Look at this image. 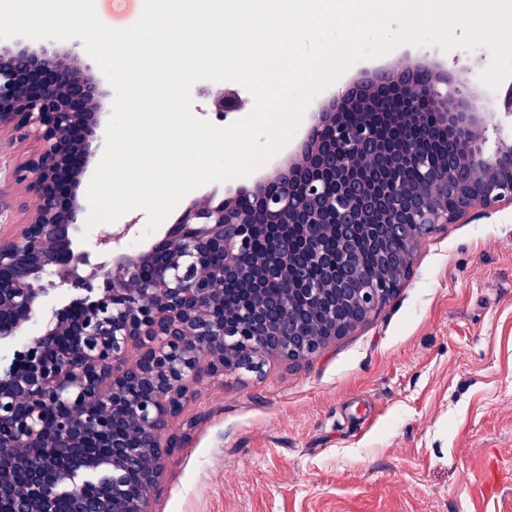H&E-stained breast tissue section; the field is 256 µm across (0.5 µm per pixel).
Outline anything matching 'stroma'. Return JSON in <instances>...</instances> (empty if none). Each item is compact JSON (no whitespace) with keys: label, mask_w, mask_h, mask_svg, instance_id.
<instances>
[{"label":"stroma","mask_w":512,"mask_h":512,"mask_svg":"<svg viewBox=\"0 0 512 512\" xmlns=\"http://www.w3.org/2000/svg\"><path fill=\"white\" fill-rule=\"evenodd\" d=\"M487 48L404 44L353 63L307 107L303 124L379 69L429 65L464 83L472 111L502 109L512 77L489 89ZM194 114L225 126L248 117L252 94L200 81ZM237 92L241 111L218 116L203 89ZM38 148L0 133V241L23 220L14 167ZM137 211L113 253L97 243L113 226L76 233L90 254L80 274L102 280L114 253L140 252L164 233L143 234ZM81 291L52 282L28 322L41 335ZM170 424L183 446L166 461L149 512H512V205L477 208L414 249L397 294L346 336L299 363L266 357L256 372L201 376Z\"/></svg>","instance_id":"obj_1"}]
</instances>
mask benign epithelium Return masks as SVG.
<instances>
[{
    "label": "benign epithelium",
    "mask_w": 512,
    "mask_h": 512,
    "mask_svg": "<svg viewBox=\"0 0 512 512\" xmlns=\"http://www.w3.org/2000/svg\"><path fill=\"white\" fill-rule=\"evenodd\" d=\"M428 67L378 71L349 87L331 112L304 132L295 159L277 165L232 207L186 211L145 253H123L95 289L78 273L89 254L74 247L81 173L106 95L104 81L74 64L71 52L0 46V129L34 136L40 151L19 165L16 182L31 201L19 232L0 242V335L33 319L45 277L91 295L73 302L0 375V512H49L65 482L71 512H146L148 491L181 447L168 433L194 395L201 371L213 377L255 370L266 355L302 360L366 320L410 274L413 247L440 224L476 207L512 204V143L486 147L489 121L457 89L442 94ZM448 136L443 167L416 153L412 132L425 123ZM414 168L418 179L389 191L365 172ZM382 224L376 240L380 278L365 281L355 239L327 249L336 227ZM266 251H255L258 237ZM244 284L242 310L224 308V285ZM324 310L310 323L293 304ZM140 349L126 360L129 346ZM112 436V461L74 456ZM33 448L42 452L34 454ZM136 469L145 492L122 498ZM110 488L87 507V475Z\"/></svg>",
    "instance_id": "7a95c632"
}]
</instances>
